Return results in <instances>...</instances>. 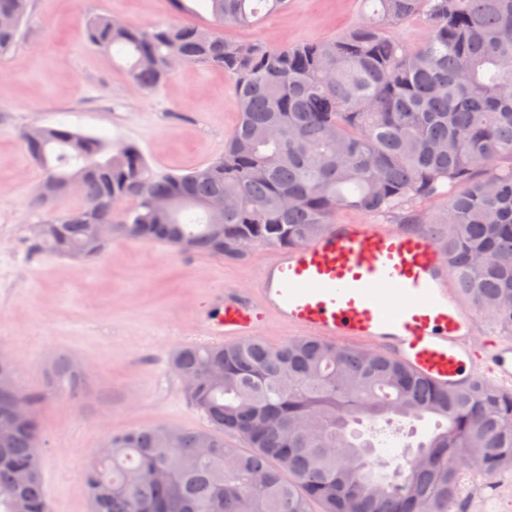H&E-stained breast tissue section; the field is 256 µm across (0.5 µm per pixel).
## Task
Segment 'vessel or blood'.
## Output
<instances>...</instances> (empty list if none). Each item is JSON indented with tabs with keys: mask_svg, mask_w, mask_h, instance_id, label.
<instances>
[{
	"mask_svg": "<svg viewBox=\"0 0 512 512\" xmlns=\"http://www.w3.org/2000/svg\"><path fill=\"white\" fill-rule=\"evenodd\" d=\"M298 336L366 342L429 384L512 386V340L473 336L478 317L459 299L455 274L419 224H331L317 239L277 251L252 287L228 285L195 317L197 340L256 338L267 320Z\"/></svg>",
	"mask_w": 512,
	"mask_h": 512,
	"instance_id": "obj_1",
	"label": "vessel or blood"
}]
</instances>
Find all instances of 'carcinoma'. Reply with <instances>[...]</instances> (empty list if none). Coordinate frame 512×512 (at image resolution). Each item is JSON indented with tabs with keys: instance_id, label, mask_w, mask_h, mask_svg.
Here are the masks:
<instances>
[{
	"instance_id": "carcinoma-1",
	"label": "carcinoma",
	"mask_w": 512,
	"mask_h": 512,
	"mask_svg": "<svg viewBox=\"0 0 512 512\" xmlns=\"http://www.w3.org/2000/svg\"><path fill=\"white\" fill-rule=\"evenodd\" d=\"M32 0H0V56L14 49ZM206 27L141 26L95 15L86 41L128 59V75L158 89L177 65L206 64L234 77L240 120L224 154L185 174L159 173L139 146L67 127H38L23 141L41 179L80 181L73 209L33 201L42 236L34 253L91 264L112 238L165 242L181 252L241 260L256 246L315 240L336 211L404 214L441 198L430 223L462 292L512 333V0H371L372 15L331 39L291 47L228 41L220 25L250 27L288 0H204ZM428 19L411 48L388 28ZM483 170L480 177L475 170ZM224 197L215 218L209 199ZM169 198L168 220L150 201ZM172 365L206 431L165 426L109 434L82 473L92 512H453L466 469L493 479L512 470V388L479 381L436 388L371 350L298 338L178 347ZM39 397L0 361V512H48L37 452ZM438 418L405 445L395 470L373 458L399 431L365 420ZM241 437L251 451L224 441Z\"/></svg>"
}]
</instances>
